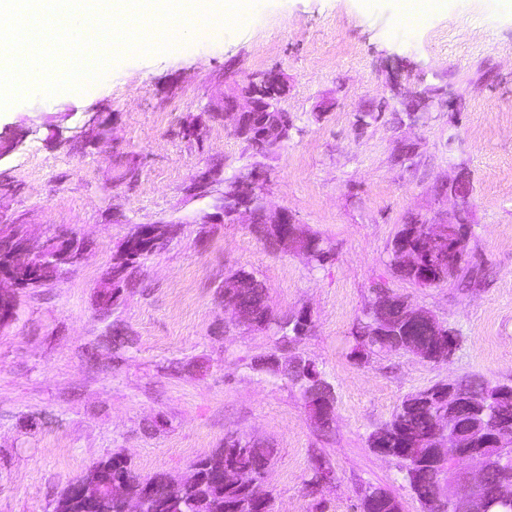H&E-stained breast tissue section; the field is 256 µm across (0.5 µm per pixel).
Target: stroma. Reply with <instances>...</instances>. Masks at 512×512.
<instances>
[{
	"instance_id": "35a3bbf8",
	"label": "stroma",
	"mask_w": 512,
	"mask_h": 512,
	"mask_svg": "<svg viewBox=\"0 0 512 512\" xmlns=\"http://www.w3.org/2000/svg\"><path fill=\"white\" fill-rule=\"evenodd\" d=\"M400 0H262L224 34L178 51L126 54L83 91L37 95L0 111V135L22 145L0 160V221L34 241L75 234L86 252L60 279L21 294L0 329V512H53L97 460L126 454L147 477L181 481L227 434L276 448L263 488L272 512H356L380 486L421 512L400 463L369 448L407 394L479 377L512 385V0H439L402 34ZM276 71L289 136L266 154L207 111L225 88ZM434 88L431 111L409 112ZM200 120L201 133L184 126ZM111 133L97 142L100 126ZM265 173L263 202L322 240L323 264L270 246L246 215L214 220L245 166ZM215 170L207 196L195 177ZM466 198L445 188L458 173ZM469 214L473 279L423 287L391 262L408 216L430 224ZM176 224L145 256L108 316L97 291L137 226ZM261 280L275 318L308 310L309 331L285 349L333 387L321 428L297 384L252 369L276 327L237 325L225 278ZM432 312L458 338L452 358L349 356L358 318L378 291ZM130 344H102L113 329ZM334 480L310 495L316 456Z\"/></svg>"
}]
</instances>
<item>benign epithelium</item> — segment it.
<instances>
[{"instance_id":"obj_1","label":"benign epithelium","mask_w":512,"mask_h":512,"mask_svg":"<svg viewBox=\"0 0 512 512\" xmlns=\"http://www.w3.org/2000/svg\"><path fill=\"white\" fill-rule=\"evenodd\" d=\"M286 80L277 73L270 72L258 79L250 80L245 87L232 88L222 93L219 103L211 109V117H230L234 132L242 137L250 135L256 140L274 148L285 139L282 122L266 126L256 131L246 125L245 116L261 108L265 112L285 114L278 106L286 93ZM264 181L263 172L257 167L248 168L235 176L231 183L230 193L223 195L215 205L218 217L224 214H246L252 224H288L290 231L280 235L284 245L306 248L300 233L293 226V220L286 212L276 215L268 212L259 196ZM468 223L467 213L459 211L448 219V237L444 238L440 230L430 225L424 226L423 240L427 249L448 243V271L457 265L459 242L463 235L459 225ZM0 233L9 238V246L0 251V328L14 319L13 304L18 294L26 289L38 288L43 283L41 267L44 264L56 266L68 271L84 260V248L77 237L68 232H61L36 243L29 236L26 226L20 222L3 226ZM230 290L224 295V306L232 310L235 320L241 325L254 324L250 310L242 306L234 295L233 288L237 284H229ZM406 317L410 320L427 321L436 336L438 343L430 353L419 351L413 344L407 343L404 349L408 353L429 362L447 361L454 354L457 337L449 331L433 314L414 307L411 303L403 304ZM448 395V408L439 413L434 420L431 435L432 454L429 460L438 480L442 497L452 503L453 512H482L483 488L487 475L495 469L502 468L501 459L485 448H472L470 434L462 432L457 426L458 407L466 406L476 417L483 416L485 408L479 398L456 391L455 384H444ZM204 475L200 468L192 467V474L184 481H176L166 477L165 504L160 505L151 498L149 491L134 497L124 495V488L112 482V477L103 469L93 470L89 476L74 480L70 484V496L89 508V512H97L98 504L104 495H115L124 499V512H179L180 505L185 501V492L201 484Z\"/></svg>"}]
</instances>
